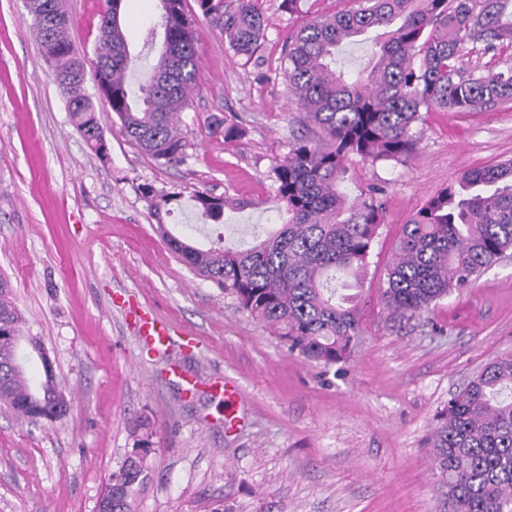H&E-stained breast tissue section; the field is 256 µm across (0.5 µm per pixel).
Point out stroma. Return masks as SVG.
<instances>
[{
    "label": "stroma",
    "mask_w": 512,
    "mask_h": 512,
    "mask_svg": "<svg viewBox=\"0 0 512 512\" xmlns=\"http://www.w3.org/2000/svg\"><path fill=\"white\" fill-rule=\"evenodd\" d=\"M281 3L253 0L266 36L248 63L212 22H197L195 85L181 115L194 148L172 166L126 141L90 76L109 147L100 160L74 126L23 0H0V274L69 400L51 423L0 405V512H96L144 418L152 468L134 512H435L427 439L453 394L512 352V258L410 320L386 309L380 278L427 200L470 169L512 159V102L428 113L403 163H348L340 190L352 202L384 187L385 222L349 361L340 370L307 362L165 245L138 190L148 182L180 193L166 222L198 243L220 232L244 244L278 223L271 171L300 129L281 75L297 22ZM66 6L75 51L93 53L100 0ZM159 13V0L123 2L131 81L151 65L139 51ZM227 112L243 127L229 142L211 128ZM198 192L231 199L223 224L197 213ZM134 309L170 327L166 346L142 343Z\"/></svg>",
    "instance_id": "obj_1"
}]
</instances>
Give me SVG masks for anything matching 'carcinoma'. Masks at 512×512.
I'll return each instance as SVG.
<instances>
[{"mask_svg": "<svg viewBox=\"0 0 512 512\" xmlns=\"http://www.w3.org/2000/svg\"><path fill=\"white\" fill-rule=\"evenodd\" d=\"M123 0H112V24L101 23L94 56L75 52L64 0H29L31 28L68 110L88 146L108 157V141L89 97L74 86L94 71L98 91L119 120V132L141 153L180 165L193 149L176 126L189 106L197 70L195 24L219 26L224 42L251 60L265 38L251 0H160L162 13L143 44L158 47L156 64L134 88L132 56L121 23ZM352 6L315 16L291 34L283 66L299 124L320 135H295L273 167L276 197L286 219L279 228L236 249L222 233L210 246L156 229L190 269L232 295L239 307L275 330L288 351L325 367L345 365L360 333L357 298L368 259L384 224L379 189L353 204L337 189L346 164L400 163L417 146L414 127L428 112H473L512 101V0H350ZM364 36L361 67L336 66V52ZM466 53L491 56L500 68L468 67ZM213 131L231 141L235 117L215 116ZM155 216L179 196L149 183L139 187ZM227 200L194 195L200 215L219 221ZM512 250V160L467 171L406 224L381 283L384 305L399 318L428 312L455 288L470 285ZM26 318L0 275V403L32 421H52L64 402L59 384L30 373L20 354ZM136 446L105 488L112 512H131L135 490L150 469L149 425L138 422ZM437 476L439 512H512V353L485 364L448 400L428 437Z\"/></svg>", "mask_w": 512, "mask_h": 512, "instance_id": "1", "label": "carcinoma"}]
</instances>
